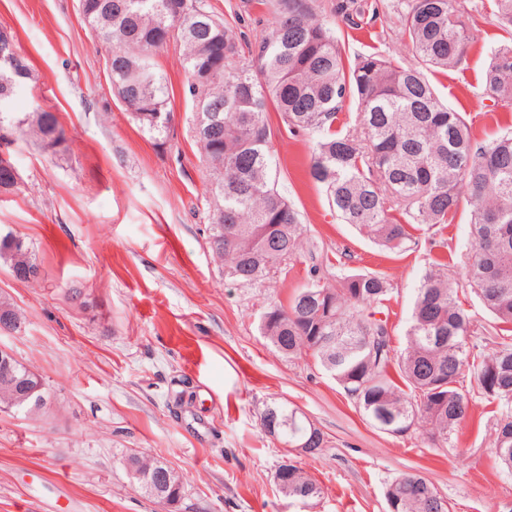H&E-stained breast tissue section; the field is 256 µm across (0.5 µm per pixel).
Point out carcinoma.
Instances as JSON below:
<instances>
[{
  "instance_id": "cac0c4a2",
  "label": "carcinoma",
  "mask_w": 512,
  "mask_h": 512,
  "mask_svg": "<svg viewBox=\"0 0 512 512\" xmlns=\"http://www.w3.org/2000/svg\"><path fill=\"white\" fill-rule=\"evenodd\" d=\"M401 39L405 61L360 55L349 66L330 17L358 25L365 0H274V19L241 54L242 33L212 14L205 0H80L83 21L111 46L113 88L142 131L166 143L171 112L166 80L151 55L179 43L194 108L189 132L209 171L205 199L207 243L224 276L246 286L277 274L306 247L301 214L277 188L270 151L269 109L292 129L315 135L309 175L344 222L390 251L418 245L414 232L452 224L468 205L472 249L459 257L465 279L499 323L502 341L485 351L458 300L448 265L432 261L414 289L406 347L390 345L386 302L390 284L380 273L338 276L312 267L310 281L288 304L262 315V335L288 358L312 356L343 385L362 417L376 430L401 435L424 423L429 440H456L468 416L473 376L478 391L512 402V128L477 140L460 112L450 109L424 69L452 70L466 57L471 13L455 0H403ZM33 79L31 68L0 91V132L12 131L54 148L65 142L56 115L40 107L19 118L10 104ZM485 86L493 106L512 107V39L491 53ZM356 99L359 123L336 129L346 99ZM35 260L26 240L0 233V261L18 279ZM263 428L276 424L281 439L316 456L325 435L297 407L272 401L261 412ZM493 453L512 474V413L496 420ZM135 485L157 503L181 497L182 483L165 484L169 465L134 455ZM279 492L306 502L320 485L290 463L279 465ZM390 512H450L431 482L404 474L387 486Z\"/></svg>"
}]
</instances>
